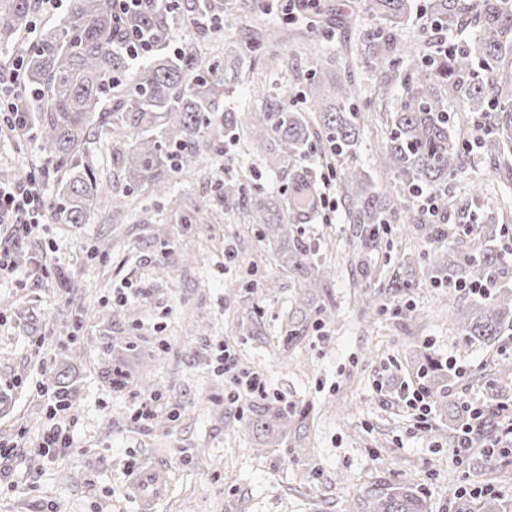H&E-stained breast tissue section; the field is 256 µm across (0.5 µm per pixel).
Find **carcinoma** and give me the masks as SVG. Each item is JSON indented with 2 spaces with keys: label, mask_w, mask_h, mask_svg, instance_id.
<instances>
[{
  "label": "carcinoma",
  "mask_w": 512,
  "mask_h": 512,
  "mask_svg": "<svg viewBox=\"0 0 512 512\" xmlns=\"http://www.w3.org/2000/svg\"><path fill=\"white\" fill-rule=\"evenodd\" d=\"M36 0H0V43L18 45L31 27ZM412 0H368L367 11L395 23L410 13ZM432 23L479 29L471 48L425 40V50L409 54L401 93L386 114L389 128L381 166L399 177L403 194L397 199L369 194L365 177L355 166L341 168L340 190L352 209L355 237L361 256L357 273L371 276L362 252L375 247L382 232L381 216L390 211L414 225L416 233L433 250V268L461 294L466 311L454 318L465 340L491 345L512 333V265L490 248L501 233L495 222L481 226L468 251H438L448 237V226L421 222L420 192L445 190L451 174L466 169L475 149L496 150L512 146V112L500 102L512 100V79L505 78L495 95L478 79L481 71L502 66L505 50H512V3L509 0H431ZM195 25L205 40L210 19L224 16V0H144L139 12H117L113 0H70L67 13L43 26L36 42L21 55L23 86L31 101L33 121L52 158L57 193L50 206L66 224H83L91 206L103 193H115L112 208L118 222L139 192L164 196L172 176L197 170L201 146L217 143L224 131L236 130V120L226 109L220 61H205L193 47L172 54L164 51L174 16ZM140 29L151 36L154 49L139 62L126 52L124 36ZM288 38L280 28L265 27L245 49L276 44ZM352 84L337 82L330 99L311 98L309 123L296 112H270L266 123L252 131V142L265 144L271 169L312 148L327 143L341 160L353 151L363 121L349 106ZM481 119L482 136L471 142L462 137ZM112 135V183L101 180L89 160L90 145L101 132ZM461 226L471 219L469 203L451 196L444 200ZM282 199L259 203L264 238L273 246L281 266L297 275L300 291L288 311L278 336L288 352L307 337L310 327L326 312L315 292L325 287L324 267L313 261L310 246L294 235L290 210ZM487 287L491 297L481 299L471 289ZM422 390L434 408L460 425L466 405L448 401L450 368L425 358L418 367ZM311 407L280 404L257 396L243 423L255 449L283 448L302 459L311 429ZM348 512H429L424 492L399 479L367 484Z\"/></svg>",
  "instance_id": "1"
}]
</instances>
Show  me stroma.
Masks as SVG:
<instances>
[{"mask_svg": "<svg viewBox=\"0 0 512 512\" xmlns=\"http://www.w3.org/2000/svg\"><path fill=\"white\" fill-rule=\"evenodd\" d=\"M286 2L258 0L246 14L239 0H224V24L206 41H194L183 20L172 25L168 47L192 44L207 59L235 53L256 28L303 32L301 39L260 47L239 72H225L226 104L238 128L205 151L193 178H173L182 209L144 192L120 224L105 222L103 201L80 225L46 212L39 237L23 247L15 278L0 283V442L14 447L0 468V512H143L133 486L148 466L169 478L152 512H347L380 476L417 484L430 512H452L458 488H490L512 502V459L480 447L461 462L448 444L452 422L434 411L427 425H418L406 404L424 350L459 366L449 399L484 407L487 380L498 377L500 364L512 363V336L491 347L465 344L450 322L459 298L448 283H435L431 256L402 218L389 216L370 255L369 284L380 289L409 263L416 283L381 298L379 311L367 316L352 274L356 244L342 191H333L311 223L298 225L314 261L332 270L333 316L293 353L278 348L295 283L252 213L262 198L292 197L300 181L322 184L340 164L317 144L287 168L272 169L261 153L247 151L243 136L266 113H305L313 91L330 89L312 82L319 60L348 56L355 104L367 117L353 161L369 192L401 194L397 176L380 167L388 134L380 117L393 108L406 61L394 52L375 65L365 45L386 35L419 46L431 24L429 0H414L395 31L367 12L366 0H320L314 14L294 18L284 14ZM350 75L334 71L339 81ZM49 165L38 136L0 139V174H10L12 183ZM222 183L241 188L233 207L219 201ZM448 190L469 200L475 223L496 205L511 212L512 157L475 153L468 168L450 177ZM48 251L73 290L59 292L54 280L30 283L31 254ZM162 262L169 267L165 277L154 273ZM41 335L53 357L42 375L31 357V342ZM225 348L240 369L264 381L270 397L311 405L306 459L292 461L279 448L254 451L241 424L249 402L219 368ZM118 360L131 376L120 391L108 382ZM39 381L70 393L75 447L49 460L29 450L46 422ZM153 394L159 401L152 418L136 420V409ZM11 481L19 490L8 489Z\"/></svg>", "mask_w": 512, "mask_h": 512, "instance_id": "1", "label": "stroma"}]
</instances>
